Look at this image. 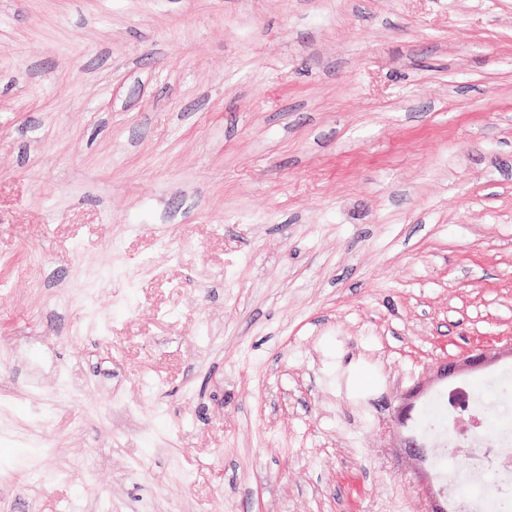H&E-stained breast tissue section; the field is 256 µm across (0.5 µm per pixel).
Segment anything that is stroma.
I'll return each mask as SVG.
<instances>
[{
	"label": "stroma",
	"mask_w": 512,
	"mask_h": 512,
	"mask_svg": "<svg viewBox=\"0 0 512 512\" xmlns=\"http://www.w3.org/2000/svg\"><path fill=\"white\" fill-rule=\"evenodd\" d=\"M509 342L512 0H0V512H427ZM500 352L492 354L471 352L441 363L436 370V379L440 381L454 380L458 376L484 367L500 357Z\"/></svg>",
	"instance_id": "1"
}]
</instances>
